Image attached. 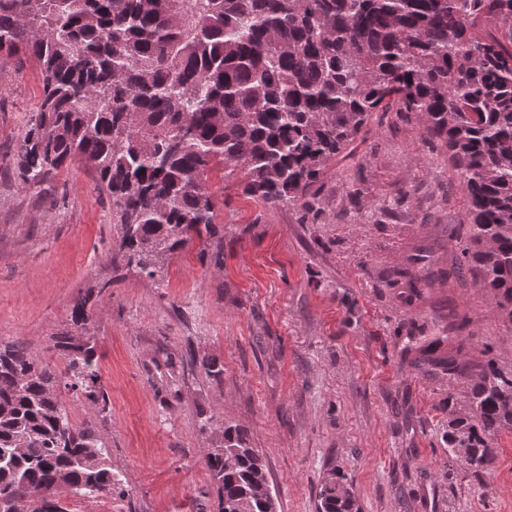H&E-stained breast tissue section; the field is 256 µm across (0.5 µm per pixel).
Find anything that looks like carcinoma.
Here are the masks:
<instances>
[{
	"instance_id": "carcinoma-1",
	"label": "carcinoma",
	"mask_w": 512,
	"mask_h": 512,
	"mask_svg": "<svg viewBox=\"0 0 512 512\" xmlns=\"http://www.w3.org/2000/svg\"><path fill=\"white\" fill-rule=\"evenodd\" d=\"M32 64L42 94L15 148L18 177L37 187L74 161L112 200L118 252L139 273L192 237L213 246L209 173L244 174L243 193L272 207L311 206L313 187L375 112H401L448 147L468 199L470 273L512 322V0H0V56ZM426 274L418 277L416 270ZM443 282L419 251L395 272ZM418 362L474 379L465 412L453 410L451 457L481 477L496 463L493 437L512 430V373L436 354ZM65 382L28 347H0V512H65L59 493L112 494L121 484L89 420L69 423L65 387L104 417L107 393L95 341L55 338ZM221 383L224 365L190 359ZM203 457L218 512L276 509L267 466L247 431L215 416ZM319 512H359L331 475Z\"/></svg>"
}]
</instances>
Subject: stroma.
<instances>
[{"label": "stroma", "instance_id": "35a3bbf8", "mask_svg": "<svg viewBox=\"0 0 512 512\" xmlns=\"http://www.w3.org/2000/svg\"><path fill=\"white\" fill-rule=\"evenodd\" d=\"M0 82V345L25 344L66 372L54 338L89 296L85 329L109 397L101 430L122 478L108 496L63 492L66 512H217L203 413L247 429L277 512H317L334 474L360 512H512V431L493 441V471L474 477L443 440L469 379L404 351L409 337L440 336L453 307L468 317L469 358L510 373L512 323L472 277L413 290L388 281L413 246L441 268L461 256L468 202L442 143L374 113L309 210L267 207L243 194L241 174L215 170L223 267L195 238L150 279L116 256L111 202L83 164L41 186L20 182L14 147L41 84L35 67L7 57ZM205 356L223 364L222 383L175 374Z\"/></svg>", "mask_w": 512, "mask_h": 512}]
</instances>
